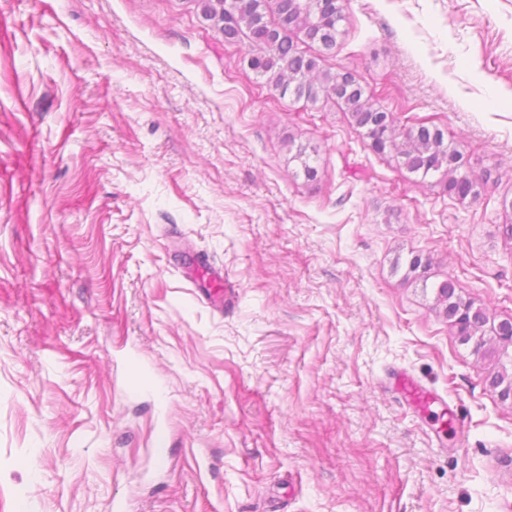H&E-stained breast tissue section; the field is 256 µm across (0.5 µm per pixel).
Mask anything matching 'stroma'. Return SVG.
I'll list each match as a JSON object with an SVG mask.
<instances>
[{
	"instance_id": "35a3bbf8",
	"label": "stroma",
	"mask_w": 512,
	"mask_h": 512,
	"mask_svg": "<svg viewBox=\"0 0 512 512\" xmlns=\"http://www.w3.org/2000/svg\"><path fill=\"white\" fill-rule=\"evenodd\" d=\"M343 8L302 51L440 128L478 199L279 96L195 0H0V512H512V397L394 267L512 320V0ZM184 272L188 280L195 286L209 283L212 288H208V291L217 289L221 292L224 307H228L234 302L238 292L237 283L229 274L224 273L222 266L212 263L207 254L200 252L191 257ZM389 384L399 392L409 405L419 413H430L432 407H445L447 401L436 390L429 389L419 383L404 370H396L389 376Z\"/></svg>"
}]
</instances>
